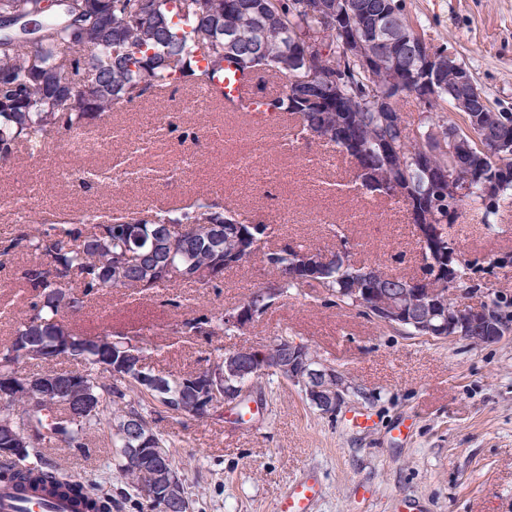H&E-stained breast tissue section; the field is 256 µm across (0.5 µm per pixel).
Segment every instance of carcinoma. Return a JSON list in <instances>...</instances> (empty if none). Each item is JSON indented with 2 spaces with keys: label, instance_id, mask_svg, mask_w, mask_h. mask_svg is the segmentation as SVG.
<instances>
[{
  "label": "carcinoma",
  "instance_id": "cac0c4a2",
  "mask_svg": "<svg viewBox=\"0 0 512 512\" xmlns=\"http://www.w3.org/2000/svg\"><path fill=\"white\" fill-rule=\"evenodd\" d=\"M308 0H74L47 5L44 0H0V24L12 33L0 38V165L9 164L24 150L34 155L49 145L77 154L94 121L121 104L134 108L145 98L170 87L202 90L233 64L242 74L266 77L277 89L250 90L242 108L288 121L284 146H320L350 160L351 175L332 186L372 200L405 207L413 230L419 216L434 208L448 217V195L437 197L427 170H448V129L472 130L469 193L453 202L456 217L464 209L479 210L481 223H491L500 202L512 193V112L486 105L484 112L461 113L463 125L433 114L451 101L448 85L408 81L396 89L394 70L408 65L423 71L424 57H387L375 68L366 66L357 47L336 53L339 30L345 23L336 15V0L327 9L300 10ZM349 9L378 13L386 35L400 28L410 41L420 38L408 20L404 0H344ZM317 35L323 52L311 59L310 83L320 93L304 91L293 81L296 69L288 64V47L305 36ZM427 111L413 123L401 112L408 100ZM499 181L498 191L485 195L482 185ZM137 224L140 237L130 239L119 227ZM425 272L430 285L448 288V241L437 239ZM356 244L338 235L336 250L325 251L315 271L301 270L295 255L280 237L279 225L208 198H198L176 211L154 207L139 211L119 208L108 220L70 214L48 222L29 211V220L15 224L0 237V266L17 255L30 260L21 271L20 296L24 317L12 339L0 344V448H23L20 458L0 454V483L19 487L37 484L53 494L84 503L88 512H112V491L100 482L66 477L48 458V449L65 448L77 458L91 453L90 434L109 432L112 466L126 480L125 499L137 512H167L162 500L147 496L137 476L125 464V449L134 440L123 435L127 422L136 425L172 461L168 445L154 428L157 420H204L209 406L224 398V388L206 392L197 383L201 371L160 374L148 363L153 352L148 329H126L106 321L94 332L74 320L87 304L103 295L125 290L136 299H158L184 310L170 328L174 336L209 340L236 333L224 316L234 306L202 313L179 292L194 288L220 295L222 272L259 263L274 275L281 297L311 288L324 302L350 305L349 289L372 292L388 283L384 270L357 264ZM256 287L245 300L252 310L274 302ZM79 366L72 371L53 367L59 359ZM36 360L42 369L33 379L60 392L76 384L88 406L79 411L66 401L35 402L18 379V365ZM120 364L118 373L112 365ZM156 376L160 386L143 385Z\"/></svg>",
  "mask_w": 512,
  "mask_h": 512
}]
</instances>
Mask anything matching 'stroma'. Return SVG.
<instances>
[{
  "label": "stroma",
  "instance_id": "obj_1",
  "mask_svg": "<svg viewBox=\"0 0 512 512\" xmlns=\"http://www.w3.org/2000/svg\"><path fill=\"white\" fill-rule=\"evenodd\" d=\"M411 24L431 45L457 53L490 103L512 112V0H406ZM178 88L144 100L138 108H115L101 121L95 153L82 158L18 154L0 167V198H17L20 188L46 159L45 189L29 204L56 213L102 212L113 205L180 206L205 196L266 221H286L290 240L334 247L328 225L363 211L367 220L345 225L358 244L355 258L397 274L418 267L411 227L402 208L326 192V183L347 180L341 157L313 163L305 149L282 152L286 123L257 112H227L193 101ZM191 102L174 112L175 100ZM175 113L202 131L199 143L162 142L147 164L154 176L125 181L104 197L80 184V167L114 168L128 157L113 140L116 128L135 129L144 115ZM237 149L254 164L239 175L231 163ZM464 257L479 263L512 253V205L485 227L466 210L452 228ZM270 275L249 265L224 275L221 295H201V310L242 302ZM175 312L157 300L135 301L113 292L86 308L78 322L94 330L104 319L144 327L158 352L152 361L163 373H188L203 357L218 358L238 348H257L288 331L327 364L346 375L354 390L335 415L317 412L297 386L260 382L263 408L240 426L230 412L201 421H158L194 512H275L280 496L303 475L316 476L323 494L313 512H400L405 499L421 512H512V333L498 342L463 338L437 340L402 336L322 298L294 295L273 306L245 333L186 342L167 335ZM371 414L376 427L347 426V415ZM367 489L359 498V489Z\"/></svg>",
  "mask_w": 512,
  "mask_h": 512
}]
</instances>
